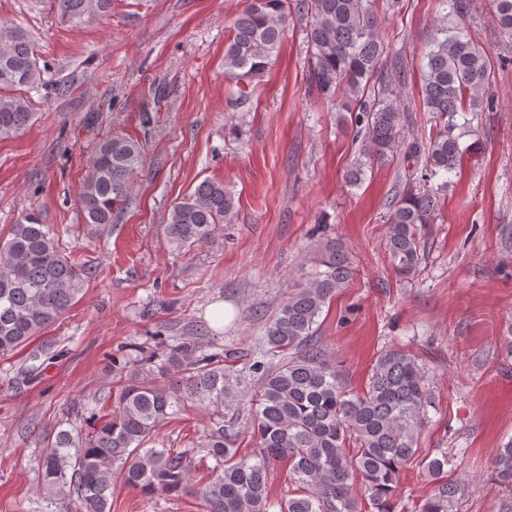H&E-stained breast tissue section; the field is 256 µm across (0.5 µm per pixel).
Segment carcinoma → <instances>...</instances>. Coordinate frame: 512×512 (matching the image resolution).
<instances>
[{
	"label": "carcinoma",
	"instance_id": "obj_1",
	"mask_svg": "<svg viewBox=\"0 0 512 512\" xmlns=\"http://www.w3.org/2000/svg\"><path fill=\"white\" fill-rule=\"evenodd\" d=\"M64 22L80 26L108 12L112 0H56ZM502 37L512 41V0H493ZM288 0H246L224 51V73L253 82L270 68L283 41ZM306 17L312 55L310 80L318 93L350 113L364 136L362 160L349 182H362L365 169L396 152L403 141L400 91L380 88L360 99L378 77L388 43L371 0H295ZM422 70V101L434 119L429 133L408 143L422 160L418 180L407 179L389 202L387 251L395 274L411 279L421 262L422 232L434 223L448 174L462 151L454 134L460 112H482L489 84L488 51L462 27L435 25ZM33 41L19 27H0V138L30 125L34 113L26 93L41 83ZM357 102L356 111L351 103ZM144 164L140 144L123 135L105 140L88 168L79 198L86 223L98 230L119 221L130 198L134 173ZM420 185H415V182ZM237 213L234 193L222 181L204 180L176 204L163 225L179 247L215 241L222 224ZM321 269L303 273L288 299L265 327L257 351L244 370L215 338L189 336L167 345L160 356L138 346L112 363V411L90 412L91 431L60 430L43 449L42 489L62 495L81 512H111L112 477L147 495H194L202 512H358L353 482L361 480L367 512H404L400 478L414 462L424 465L434 484L412 512H459L466 485L455 478L463 459L446 448H423L421 437L435 407L428 368L418 357L390 348L378 355L361 391L342 382L317 336L323 309L353 276L348 254L331 242ZM91 268L65 256L50 225L37 212L9 226L0 241V355L28 344L56 322L81 292ZM256 379L254 389L243 375ZM210 410V428L201 447L211 479L197 487L190 479L188 451L160 448L159 425L176 410ZM235 417L224 420V411ZM251 434L256 451L237 454L239 428ZM298 485L286 499L271 496L268 480L282 462ZM494 473L512 488V441L498 449Z\"/></svg>",
	"mask_w": 512,
	"mask_h": 512
}]
</instances>
